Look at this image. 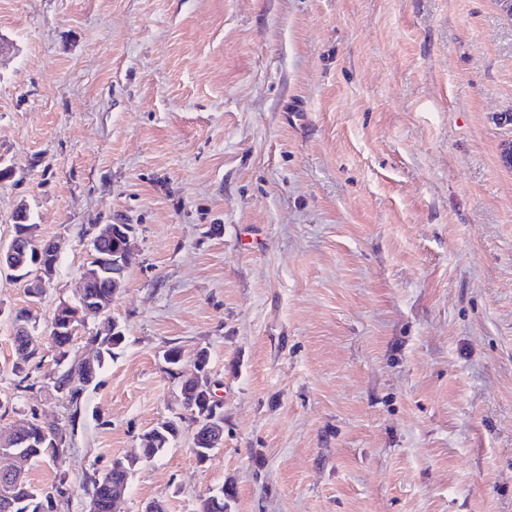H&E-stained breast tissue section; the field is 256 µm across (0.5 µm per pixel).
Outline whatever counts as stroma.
Instances as JSON below:
<instances>
[{"label": "stroma", "mask_w": 512, "mask_h": 512, "mask_svg": "<svg viewBox=\"0 0 512 512\" xmlns=\"http://www.w3.org/2000/svg\"><path fill=\"white\" fill-rule=\"evenodd\" d=\"M512 16L498 0H0V242L19 212L64 249L132 227L126 334L78 405L27 415L70 448L58 512L140 437L120 512H512ZM0 274V401L13 398ZM183 352L178 375L163 353ZM224 401L207 464L179 380Z\"/></svg>", "instance_id": "obj_1"}]
</instances>
